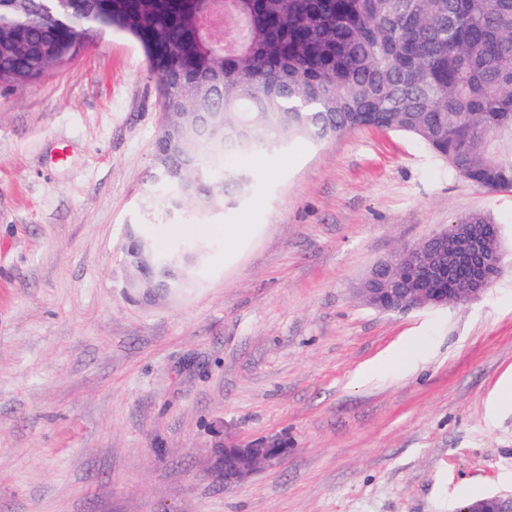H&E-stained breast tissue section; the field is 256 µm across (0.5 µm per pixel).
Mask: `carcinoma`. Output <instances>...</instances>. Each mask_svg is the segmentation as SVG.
I'll list each match as a JSON object with an SVG mask.
<instances>
[{"label":"carcinoma","instance_id":"1","mask_svg":"<svg viewBox=\"0 0 512 512\" xmlns=\"http://www.w3.org/2000/svg\"><path fill=\"white\" fill-rule=\"evenodd\" d=\"M0 0V83L64 62L83 32L131 35L157 73L175 143H155L168 207L242 200L239 152L361 128L421 140L455 173L512 190V0Z\"/></svg>","mask_w":512,"mask_h":512}]
</instances>
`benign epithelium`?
Masks as SVG:
<instances>
[{
  "instance_id": "7a95c632",
  "label": "benign epithelium",
  "mask_w": 512,
  "mask_h": 512,
  "mask_svg": "<svg viewBox=\"0 0 512 512\" xmlns=\"http://www.w3.org/2000/svg\"><path fill=\"white\" fill-rule=\"evenodd\" d=\"M503 255L494 247L479 224H456L453 233L442 229L418 243L405 246L378 263L362 282L358 295L364 304L382 312H407L414 309L467 302L489 288L501 268ZM193 259L162 264L145 240L129 235L124 247L128 271L125 287L146 295L168 291L182 274V267ZM465 268L466 280L455 288H435L433 284ZM292 453L288 438L260 436L248 441L226 440L217 449L216 469L230 490L263 468L280 464ZM463 512H512V494L490 495L467 502Z\"/></svg>"
}]
</instances>
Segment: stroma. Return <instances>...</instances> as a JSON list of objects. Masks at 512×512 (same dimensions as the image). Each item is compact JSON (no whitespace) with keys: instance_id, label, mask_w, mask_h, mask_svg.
I'll return each instance as SVG.
<instances>
[{"instance_id":"stroma-1","label":"stroma","mask_w":512,"mask_h":512,"mask_svg":"<svg viewBox=\"0 0 512 512\" xmlns=\"http://www.w3.org/2000/svg\"><path fill=\"white\" fill-rule=\"evenodd\" d=\"M141 46L92 30L0 86V512H456L512 493V191L372 128L239 155L250 196L167 208ZM504 265L479 297L389 314L372 267L471 212ZM196 228L184 287L125 288L128 231ZM250 225L232 251L224 227ZM291 455L225 490L224 438Z\"/></svg>"}]
</instances>
